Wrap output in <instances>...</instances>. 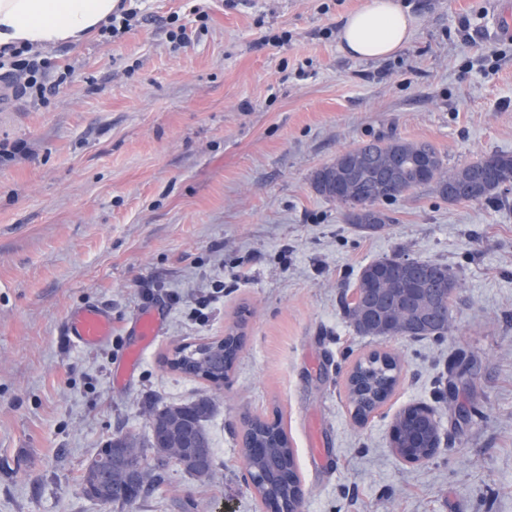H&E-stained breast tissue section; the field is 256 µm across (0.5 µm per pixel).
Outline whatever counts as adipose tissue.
I'll list each match as a JSON object with an SVG mask.
<instances>
[{"label": "adipose tissue", "mask_w": 512, "mask_h": 512, "mask_svg": "<svg viewBox=\"0 0 512 512\" xmlns=\"http://www.w3.org/2000/svg\"><path fill=\"white\" fill-rule=\"evenodd\" d=\"M118 0H0V47L47 49L78 44L111 17ZM415 19L401 0H368L339 27L340 49L357 59H383L410 40Z\"/></svg>", "instance_id": "ef3b65f1"}]
</instances>
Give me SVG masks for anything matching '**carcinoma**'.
<instances>
[{"instance_id": "cac0c4a2", "label": "carcinoma", "mask_w": 512, "mask_h": 512, "mask_svg": "<svg viewBox=\"0 0 512 512\" xmlns=\"http://www.w3.org/2000/svg\"><path fill=\"white\" fill-rule=\"evenodd\" d=\"M372 158L375 164L351 188L329 178L338 165ZM511 184L512 155H482L447 173L441 152L432 144L400 138L364 142L337 155L312 176L318 194L344 207L345 222L369 234L384 230L392 221L381 205L412 189L429 186L452 202L491 201ZM457 288L456 275L445 265L414 259L401 269L394 259H383L361 270L356 297L346 305L345 313L361 336H395L402 321L408 335L415 338L442 336L448 332ZM245 340V317L241 316L218 339L176 346L165 363L219 388L232 372ZM399 370L395 358L378 351L357 361L346 382L353 418H366L386 400L397 384ZM214 409L215 402L207 395L180 405L149 404L147 437L142 440L128 433L109 440L83 470L82 492L123 509L148 497L171 463L197 481L211 480L214 456L205 422ZM404 432L418 437L419 452L429 453L430 437L420 430L419 417H410ZM241 452L252 456L255 494L267 508L291 512L298 501L300 480L281 419L245 418Z\"/></svg>"}]
</instances>
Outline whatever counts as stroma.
<instances>
[{"instance_id":"1","label":"stroma","mask_w":512,"mask_h":512,"mask_svg":"<svg viewBox=\"0 0 512 512\" xmlns=\"http://www.w3.org/2000/svg\"><path fill=\"white\" fill-rule=\"evenodd\" d=\"M199 0H131L142 23L115 42L48 49L70 83L0 110V512H112L79 486L114 435H145L144 405L214 396L215 475L169 465L128 512H265L244 481L238 431L280 414L303 512H512V188L451 202L420 187L359 232L313 173L346 149L398 137L434 145L448 171L512 155V39L500 0H402L411 40L376 61L339 49L367 0H208L206 29L174 46L169 19ZM401 255L461 283L440 340L358 335L344 307L362 267ZM96 304L110 342L72 344L62 322ZM162 334L123 385L112 377L142 310ZM247 339L222 387L170 370L174 346ZM401 359L388 400L356 423L355 362ZM475 367L441 400L448 361ZM436 410L445 447L411 464L390 429L406 406Z\"/></svg>"}]
</instances>
